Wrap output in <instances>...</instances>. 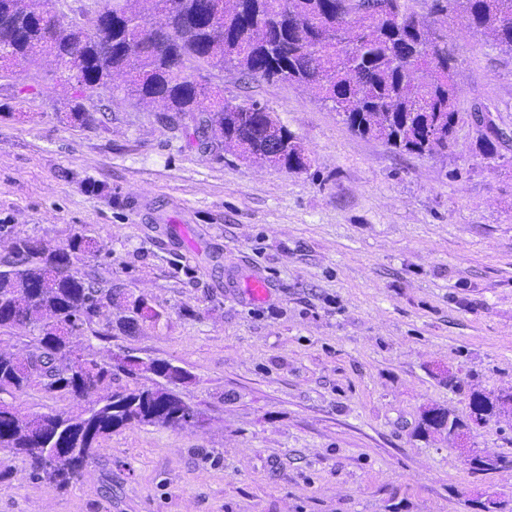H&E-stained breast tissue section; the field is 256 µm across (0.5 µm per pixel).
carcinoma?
I'll return each instance as SVG.
<instances>
[{"instance_id": "1", "label": "carcinoma", "mask_w": 512, "mask_h": 512, "mask_svg": "<svg viewBox=\"0 0 512 512\" xmlns=\"http://www.w3.org/2000/svg\"><path fill=\"white\" fill-rule=\"evenodd\" d=\"M111 28L100 39L79 22L51 13L52 0H0V80L13 75L19 58L49 54L50 80L67 85L73 98L112 92V75H129V90L167 106L162 122L210 148H230L242 158L267 159L276 143L281 155L269 163L286 170L308 164L306 149L267 107L238 102L203 85L204 67L234 69L245 76L307 86L352 132L408 153L448 148L460 120L456 57L448 35L409 10L408 0H387L381 17L370 0H349L350 17L337 19L343 0H209L214 20L198 19L202 0H152L164 23L145 42L150 24L142 0H89ZM433 12L452 15L474 34L489 33L492 46L512 53V0H432ZM97 251L95 238L76 234L54 249L31 236H14L0 257V334L28 331L20 360L0 348V394L38 388L70 398L93 390L92 405L54 414L58 431L40 433L41 416L0 400V450L27 460L33 476L56 487L78 480L112 432L142 424H171L174 383L184 369L148 359L118 370L153 385L112 389V363L94 357L71 368L67 343L96 329L104 309L122 292L103 286L95 270L76 263ZM119 322L130 331L141 318L161 313L138 297ZM39 448H71L68 459L42 464Z\"/></svg>"}]
</instances>
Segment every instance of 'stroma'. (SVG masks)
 <instances>
[{
	"mask_svg": "<svg viewBox=\"0 0 512 512\" xmlns=\"http://www.w3.org/2000/svg\"><path fill=\"white\" fill-rule=\"evenodd\" d=\"M447 28L461 114L445 152L356 135L296 83L208 74L287 126L309 154L300 171L198 146L164 127L162 102L126 97L121 74L113 96L83 99L81 126L52 58L0 80V224L51 248L94 237L79 270L162 316L125 332L116 301L100 318L111 340L74 346L183 368L175 391L200 414L113 432L61 490L0 452V512H474L481 495L512 498V468L474 472L453 438L415 434L425 407L462 415L470 389L512 392V55ZM484 107L503 132L491 158L472 120ZM249 276L263 301L245 296ZM0 400L81 409L37 390ZM473 442L512 458V415Z\"/></svg>",
	"mask_w": 512,
	"mask_h": 512,
	"instance_id": "35a3bbf8",
	"label": "stroma"
}]
</instances>
